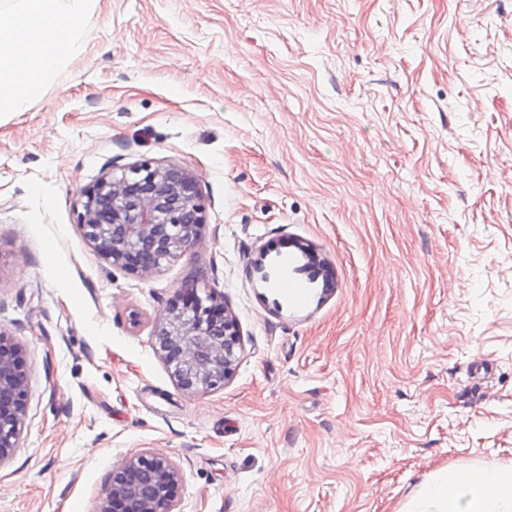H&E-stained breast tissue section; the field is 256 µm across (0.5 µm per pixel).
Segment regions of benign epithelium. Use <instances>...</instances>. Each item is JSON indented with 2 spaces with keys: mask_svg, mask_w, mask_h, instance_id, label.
Instances as JSON below:
<instances>
[{
  "mask_svg": "<svg viewBox=\"0 0 512 512\" xmlns=\"http://www.w3.org/2000/svg\"><path fill=\"white\" fill-rule=\"evenodd\" d=\"M206 223L196 176L175 164L143 161L121 173H106L85 189L78 224L99 254L142 280L164 261L194 246ZM317 267L323 286L335 287L315 250L300 247ZM154 348L177 387L206 394L233 376L241 333L224 300L186 289L153 324ZM24 349L0 331V468L19 447L28 391ZM181 474L169 456L146 449L112 468L95 512H177Z\"/></svg>",
  "mask_w": 512,
  "mask_h": 512,
  "instance_id": "7a95c632",
  "label": "benign epithelium"
}]
</instances>
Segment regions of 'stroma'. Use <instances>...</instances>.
I'll list each match as a JSON object with an SVG mask.
<instances>
[{
  "label": "stroma",
  "instance_id": "35a3bbf8",
  "mask_svg": "<svg viewBox=\"0 0 512 512\" xmlns=\"http://www.w3.org/2000/svg\"><path fill=\"white\" fill-rule=\"evenodd\" d=\"M84 33L0 116V331L30 366L0 512H94L144 449L180 512H400L512 464V0H97ZM146 160L197 177L206 224L143 280L78 213ZM187 288L242 335L195 396L152 343Z\"/></svg>",
  "mask_w": 512,
  "mask_h": 512
}]
</instances>
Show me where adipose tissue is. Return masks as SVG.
<instances>
[{"label": "adipose tissue", "mask_w": 512, "mask_h": 512, "mask_svg": "<svg viewBox=\"0 0 512 512\" xmlns=\"http://www.w3.org/2000/svg\"><path fill=\"white\" fill-rule=\"evenodd\" d=\"M96 0H0V114L28 111L85 48ZM401 512H512V466L449 468L424 480Z\"/></svg>", "instance_id": "1"}]
</instances>
